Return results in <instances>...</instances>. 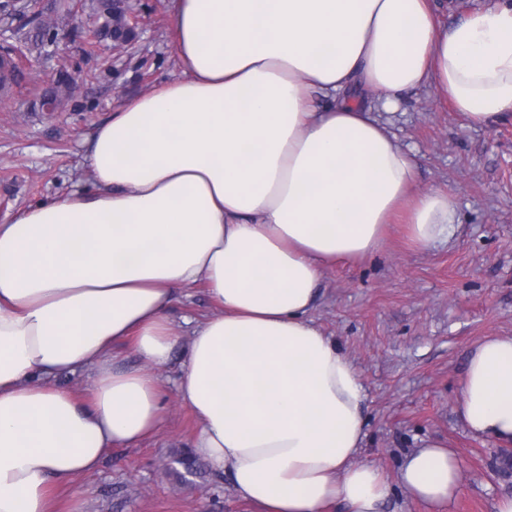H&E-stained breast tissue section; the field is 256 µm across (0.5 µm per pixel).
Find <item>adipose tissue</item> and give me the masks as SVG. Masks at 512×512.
<instances>
[{"label": "adipose tissue", "instance_id": "adipose-tissue-1", "mask_svg": "<svg viewBox=\"0 0 512 512\" xmlns=\"http://www.w3.org/2000/svg\"><path fill=\"white\" fill-rule=\"evenodd\" d=\"M182 79L113 112L78 188L0 224V512H54L109 448L162 427L168 394L192 446L256 512H383L392 487L364 446L365 394L309 317L325 269L379 252L388 225L448 236L447 191L416 188L390 129L402 92L435 87L482 125L512 115V0L450 28L432 0H172ZM206 288L182 373L169 311ZM131 343L139 367L114 347ZM83 374L82 394L59 387ZM512 444V337L471 348L457 406ZM411 501L459 490L440 440L402 463Z\"/></svg>", "mask_w": 512, "mask_h": 512}]
</instances>
